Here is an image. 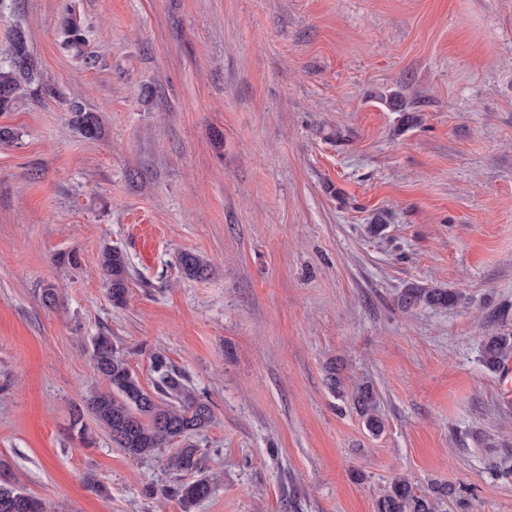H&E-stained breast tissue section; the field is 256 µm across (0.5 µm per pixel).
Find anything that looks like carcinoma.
<instances>
[{"label":"carcinoma","instance_id":"carcinoma-1","mask_svg":"<svg viewBox=\"0 0 512 512\" xmlns=\"http://www.w3.org/2000/svg\"><path fill=\"white\" fill-rule=\"evenodd\" d=\"M61 34L64 48L86 64L93 63L86 50L83 22L74 12L65 17ZM38 79L37 65L30 53L26 34L15 31L9 57L0 61V112L16 110L24 97L25 84ZM71 122L87 139L102 134L101 117L74 101L70 105ZM176 265L187 279H199L208 271L206 263L191 252H181ZM99 269L103 286L115 306L126 303L130 271L124 252L108 247L101 252ZM463 294L455 288L409 287L400 295L401 307L413 310L422 307L448 309L456 306ZM512 359V334L492 331L484 337L481 346L483 368L493 374L501 371ZM151 365L158 379L154 390L142 385L138 374L126 356L115 346L112 337L101 334L92 342V361L97 375L107 386L95 391L87 400V408L107 431L112 442L128 457L139 460L157 454L174 442L183 446L170 457L168 465L179 475L193 473L190 481L175 480L162 494L178 498L183 512L206 498L215 477L202 470L200 450L190 438L214 422L211 406L197 396L185 383L183 374L175 369L162 351L150 355ZM327 386L334 396L348 399L366 430L378 437L386 430L385 419L378 410V396L372 383L356 380L347 387L339 370L332 366L327 374ZM454 503L460 509L468 506L466 489L445 483L432 482L419 489L405 475L395 476L385 493L376 501L375 512H446L445 506ZM0 512H46L41 499L17 484L0 478Z\"/></svg>","mask_w":512,"mask_h":512}]
</instances>
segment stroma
Segmentation results:
<instances>
[{
	"label": "stroma",
	"instance_id": "stroma-1",
	"mask_svg": "<svg viewBox=\"0 0 512 512\" xmlns=\"http://www.w3.org/2000/svg\"><path fill=\"white\" fill-rule=\"evenodd\" d=\"M70 9L95 66L62 46ZM17 28L42 88L0 114L1 475L50 512H182L173 447L131 459L84 410L103 332L145 388L161 349L209 401L194 512H375L398 473L512 512V381L480 363L512 332V0H14L0 59ZM412 285L464 298L408 312ZM332 365L373 383L381 436ZM70 112L73 126L84 138L97 139L101 136L102 121L98 113L86 111L77 101L71 103ZM99 269L103 286L115 306L126 302L130 271L126 255L118 247H108L101 252ZM176 265L187 279L202 278L208 271L206 263L191 252H181L176 257ZM327 386L334 396L345 400L348 398L351 405L357 412L366 430L372 436L378 437L386 430L385 419L378 410V396L372 383L369 381L356 380L351 390L340 376L336 366L329 367L327 374Z\"/></svg>",
	"mask_w": 512,
	"mask_h": 512
}]
</instances>
